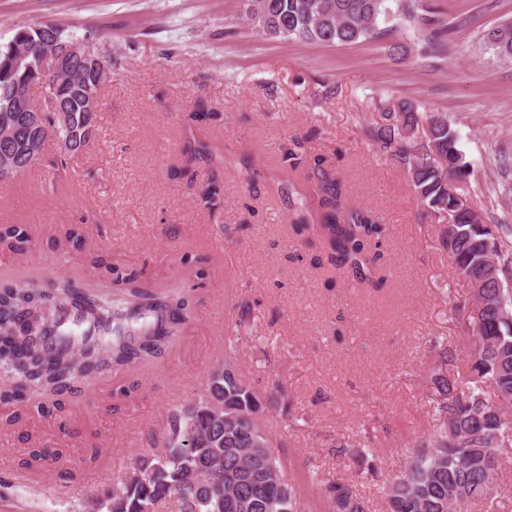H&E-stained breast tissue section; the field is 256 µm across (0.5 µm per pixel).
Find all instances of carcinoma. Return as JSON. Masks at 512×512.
Here are the masks:
<instances>
[{
  "label": "carcinoma",
  "instance_id": "1",
  "mask_svg": "<svg viewBox=\"0 0 512 512\" xmlns=\"http://www.w3.org/2000/svg\"><path fill=\"white\" fill-rule=\"evenodd\" d=\"M245 18L263 33L324 45L372 40L405 7L393 11L388 0H242ZM487 43L501 59H512V22L487 33ZM50 42L63 44L60 28L40 24L18 28L0 48V88L22 81L46 90H62L64 113L45 114L38 135L21 123L0 122V145L18 155L15 174L28 170L43 154L42 144L58 146L56 163L65 168L88 145L93 118L85 113L88 99H100L105 84L102 68L112 57L83 69V80L44 79L42 52ZM26 55L16 64V55ZM387 123L368 131L374 144L397 159L407 171L413 191L427 211L451 217L440 224L439 237L456 272L479 293L482 309L461 304L451 308L463 339L472 349L465 374L454 379L433 375L439 398L435 429L411 449L404 468L384 483L389 512H475L500 487L501 465L512 456V426L503 408H512V220L487 225L462 200L470 164L457 147L446 118L419 113L408 102L386 112ZM325 160H313L321 173L316 198L293 183L288 191L299 213L291 229L321 243L326 258L311 261L315 269L328 261L335 270L352 274L364 288H378L387 275L381 266L386 226L370 210L346 201L345 185L324 172ZM32 235L26 224H1L0 249L22 253ZM194 308L182 289L146 284L143 272L123 274L117 288L77 286L53 281L41 287L0 285V403L13 407L0 418V429L21 426L29 407L64 413L65 400L80 394L82 385L106 373L127 374L163 357L175 344ZM491 385L497 402L485 397ZM265 396L242 373L236 342H224L222 369L210 377L208 396L169 411L162 436H149L151 454L133 465L142 477L128 476L100 493L91 512H296V488L267 435ZM48 456L37 445L21 461L35 470ZM329 512H366L345 482L325 486Z\"/></svg>",
  "mask_w": 512,
  "mask_h": 512
}]
</instances>
